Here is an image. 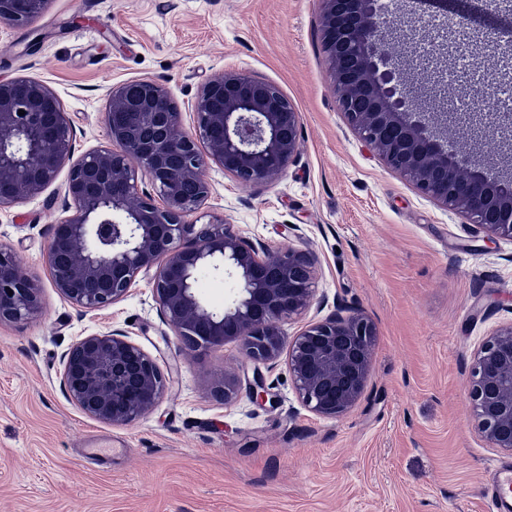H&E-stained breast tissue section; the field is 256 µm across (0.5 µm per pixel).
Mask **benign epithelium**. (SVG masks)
Instances as JSON below:
<instances>
[{"instance_id":"1","label":"benign epithelium","mask_w":512,"mask_h":512,"mask_svg":"<svg viewBox=\"0 0 512 512\" xmlns=\"http://www.w3.org/2000/svg\"><path fill=\"white\" fill-rule=\"evenodd\" d=\"M322 3L323 45L347 123L420 193L487 239H512V178L448 150L438 133L447 113H421L401 90L378 0ZM43 4L0 0V20L26 25ZM191 113L188 130L171 91L151 80L114 86L106 144L75 160L73 127L56 94L35 78L0 80V208L40 195L68 169L64 207L73 214L53 225L46 251L53 286L66 300L86 311L108 307L126 297L141 270L154 267L153 295L185 346L235 340L253 362L252 402L268 400L261 366L285 353L304 406L325 418L350 412L370 376V318L338 310L286 338L281 321L313 300L311 256L292 246L258 248L219 215L201 225L188 220L212 194L208 159L244 186L281 177L300 153L299 112L277 85L224 71L201 85ZM141 175L154 194L139 191ZM201 268L237 276L230 305L217 310L201 301L194 287ZM40 311V287L0 245V323ZM61 384L83 413L122 426L153 409L166 377L156 358L110 330L69 348ZM466 391L479 432L512 455V323L474 353Z\"/></svg>"}]
</instances>
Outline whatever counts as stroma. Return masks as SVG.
Segmentation results:
<instances>
[{"instance_id": "1", "label": "stroma", "mask_w": 512, "mask_h": 512, "mask_svg": "<svg viewBox=\"0 0 512 512\" xmlns=\"http://www.w3.org/2000/svg\"><path fill=\"white\" fill-rule=\"evenodd\" d=\"M406 91L448 113L447 138L474 148L470 116L512 105V13L466 0L483 47L450 42L429 0H380ZM321 0H48L26 27L0 21V79L41 80L73 122L75 156L104 145L112 86L140 78L187 109L226 70L277 85L300 115V154L277 180L245 187L208 164L212 195L198 222L226 215L254 245L314 259V302L284 320L294 336L342 306L375 324L358 404L322 418L302 404L286 358L262 366L269 401L224 377L253 364L238 343L188 349L141 271L120 302L81 311L52 284L51 226L63 180L0 209V245L41 286L33 319L0 325V512H484L495 464L512 455L478 433L466 391L475 350L512 322V241L487 240L390 170L337 109ZM236 278L207 269L196 292L220 309ZM120 329L167 379L155 408L123 426L66 395L62 355L79 337ZM112 438L91 464L87 437Z\"/></svg>"}]
</instances>
